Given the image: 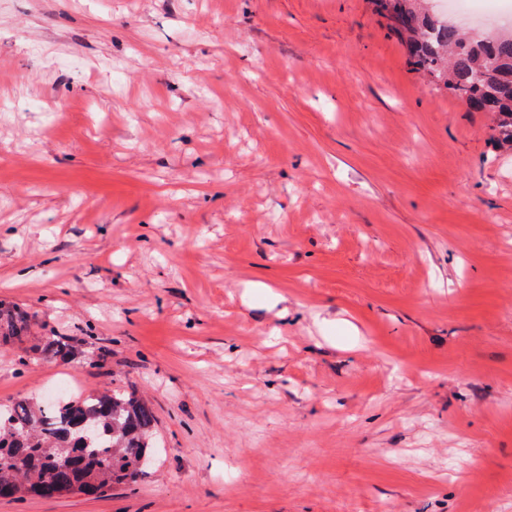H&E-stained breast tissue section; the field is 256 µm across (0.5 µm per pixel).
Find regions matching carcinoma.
<instances>
[{
  "label": "carcinoma",
  "instance_id": "cac0c4a2",
  "mask_svg": "<svg viewBox=\"0 0 512 512\" xmlns=\"http://www.w3.org/2000/svg\"><path fill=\"white\" fill-rule=\"evenodd\" d=\"M390 29L419 68L472 109L492 115L497 144L512 148V40L494 34L467 40L454 25L422 11L419 0H392ZM30 327L20 308L0 314V339L20 341ZM156 416L132 392L67 394L46 403L0 405V498L100 495L113 483L134 484L155 452Z\"/></svg>",
  "mask_w": 512,
  "mask_h": 512
}]
</instances>
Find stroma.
I'll return each instance as SVG.
<instances>
[{"mask_svg": "<svg viewBox=\"0 0 512 512\" xmlns=\"http://www.w3.org/2000/svg\"><path fill=\"white\" fill-rule=\"evenodd\" d=\"M491 124L373 0H0V403L133 390L159 444L0 512H512ZM28 313L20 308L8 311L6 315L0 313V338L4 342L22 340L30 327Z\"/></svg>", "mask_w": 512, "mask_h": 512, "instance_id": "stroma-1", "label": "stroma"}]
</instances>
